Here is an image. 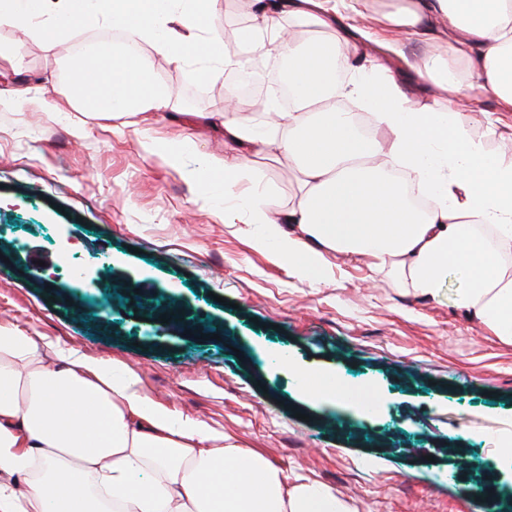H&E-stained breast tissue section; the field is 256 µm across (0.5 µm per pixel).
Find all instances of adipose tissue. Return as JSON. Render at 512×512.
Masks as SVG:
<instances>
[{"instance_id": "1", "label": "adipose tissue", "mask_w": 512, "mask_h": 512, "mask_svg": "<svg viewBox=\"0 0 512 512\" xmlns=\"http://www.w3.org/2000/svg\"><path fill=\"white\" fill-rule=\"evenodd\" d=\"M218 0H5L0 27L25 20L50 36L89 7L180 66L208 61V79L254 57L289 63L291 107L277 95L243 113L226 87L224 187L255 184L237 205L277 238L290 266L331 272V256L436 299L466 273L460 306L512 343V164L467 137L454 113L422 103L492 98L512 112V0H388L375 32L354 23L363 0H249L251 22L226 50L210 25ZM310 35H286L284 20ZM415 50H405V42ZM152 56L113 44L71 64L67 106L102 118L168 108L174 92ZM347 97L382 137L362 135ZM261 159L297 175L289 206L259 188ZM0 512H351L328 488L271 465L222 430L147 398L120 360L0 325Z\"/></svg>"}]
</instances>
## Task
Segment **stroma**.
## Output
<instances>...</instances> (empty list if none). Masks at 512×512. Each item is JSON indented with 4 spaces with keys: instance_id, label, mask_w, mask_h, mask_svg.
Returning a JSON list of instances; mask_svg holds the SVG:
<instances>
[{
    "instance_id": "1",
    "label": "stroma",
    "mask_w": 512,
    "mask_h": 512,
    "mask_svg": "<svg viewBox=\"0 0 512 512\" xmlns=\"http://www.w3.org/2000/svg\"><path fill=\"white\" fill-rule=\"evenodd\" d=\"M111 28L102 16L39 39L0 28L1 43L21 46L20 64L0 68V325L125 362L149 399L328 487L352 512H469L476 494L512 512V343L459 306L465 277L449 273L428 301L363 261L338 256L330 278H301L257 245L213 170L232 147L214 127L224 83L202 79L204 62L152 58L175 99L139 121L182 154L177 167L92 114L45 107L68 92V51ZM201 86L209 95L188 103ZM495 114L490 98L458 111L471 139L512 163ZM67 243L82 262L76 285L59 273ZM121 282L163 295L195 330L136 319ZM304 369L345 401L376 388L372 414L302 392Z\"/></svg>"
}]
</instances>
